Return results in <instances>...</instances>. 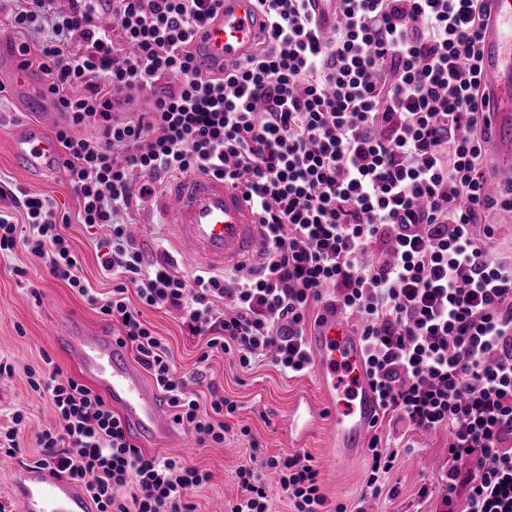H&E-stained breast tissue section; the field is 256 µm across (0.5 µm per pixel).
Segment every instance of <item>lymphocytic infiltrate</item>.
Listing matches in <instances>:
<instances>
[{"label":"lymphocytic infiltrate","mask_w":512,"mask_h":512,"mask_svg":"<svg viewBox=\"0 0 512 512\" xmlns=\"http://www.w3.org/2000/svg\"><path fill=\"white\" fill-rule=\"evenodd\" d=\"M221 0H0L13 44L37 64L64 121L54 132L75 215L27 193L22 222L0 214V256L23 249L100 314L163 392L173 422L220 445L235 401H210L178 374L141 306L173 308L189 335L247 368H311V313L331 301L360 317L379 410L364 498H377L414 435L448 434V512H512V253L493 247L479 31L488 0H334L325 35L310 0H257L267 34L203 75L193 51ZM111 14L115 28L102 23ZM150 94L145 112L116 103ZM90 137L76 136L79 128ZM204 174L240 187L259 216V265L185 276L145 263L123 215L164 178ZM108 226L95 293L61 228ZM60 425L38 432V462L81 481L99 512H195L208 474L141 450L91 387L27 368ZM277 477L269 486L267 474ZM227 512H326L309 455L248 459Z\"/></svg>","instance_id":"f902f5d3"}]
</instances>
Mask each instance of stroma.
<instances>
[{
	"label": "stroma",
	"mask_w": 512,
	"mask_h": 512,
	"mask_svg": "<svg viewBox=\"0 0 512 512\" xmlns=\"http://www.w3.org/2000/svg\"><path fill=\"white\" fill-rule=\"evenodd\" d=\"M36 118V113L22 99L8 93L0 95V188H18L47 198L59 213L74 215L79 203L60 170L31 176L19 168L11 156L9 141L13 132ZM123 221L140 243L146 260H154L167 252L176 259L180 271L189 274L198 268V261L183 256L156 198L144 199L131 207ZM63 233L73 251L82 258L80 277L95 291L108 292L112 284L102 276L97 259V245L107 238V230L71 223L64 227ZM18 267L26 269V281H18L15 276L14 270ZM60 312L73 313L92 327L107 322L106 316L99 314L67 283L51 276L44 265L28 253L20 250L13 257L0 260V362L14 367L13 374L0 376V430L10 427L14 410L20 408L27 412L29 419L21 434L24 453L17 459L21 465L38 458V451L32 446L34 434L56 424L49 406L30 389L27 368L41 366L43 357L47 356L61 369L63 376L74 374L51 332L53 318ZM141 312L147 326L168 347L179 374L189 376L203 371L205 384L190 385L201 400H208L206 385L212 382L238 404L235 415L227 420L231 431L222 447L165 451L166 456L179 458L187 466L210 473L207 483L189 491L196 512H224L226 504L239 493L235 470L255 447L266 455L308 454L320 473L321 491L328 506L333 508L340 504L347 512H353L370 473L369 454H362L339 474L327 455L323 423H316L297 444L286 432L285 422L295 404L302 398L316 395L312 374L290 377L267 361L245 370L217 351L211 352L206 362H199L205 341L183 331L178 312L147 306L142 307ZM244 426L249 428V436H239L238 430ZM446 442L447 436L443 433L418 437L415 450L400 459L389 479L396 489L395 496L384 495L373 500L370 512H440L442 502L437 494L431 491L423 498L418 491L424 486L431 490L435 485L439 472L448 462Z\"/></svg>",
	"instance_id": "35a3bbf8"
}]
</instances>
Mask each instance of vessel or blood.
I'll list each match as a JSON object with an SVG mask.
<instances>
[{
	"label": "vessel or blood",
	"instance_id": "obj_1",
	"mask_svg": "<svg viewBox=\"0 0 512 512\" xmlns=\"http://www.w3.org/2000/svg\"><path fill=\"white\" fill-rule=\"evenodd\" d=\"M263 21L254 0H224L195 38L196 63L205 72L240 60L253 47ZM482 82L489 93L490 136L486 155L498 176L512 178V0H491V16L480 33ZM0 80L27 99L44 103L47 94L19 52L0 41ZM14 161L31 173L56 167L61 149L39 123L20 128L11 138ZM182 250L207 268L221 271L253 259L263 242L256 214L238 188L206 175L171 181L160 200ZM311 348L316 399H303L290 413L286 429L306 436L316 422L325 425V446L343 469L367 448L377 398L367 371L363 339L338 313L319 307ZM53 329L67 355L121 417L124 429L141 445L189 448L193 440L166 415L161 396L144 370L111 328H89L70 313L60 314ZM0 468L13 476L19 512H98L86 486L40 465L18 468L0 457Z\"/></svg>",
	"mask_w": 512,
	"mask_h": 512
}]
</instances>
